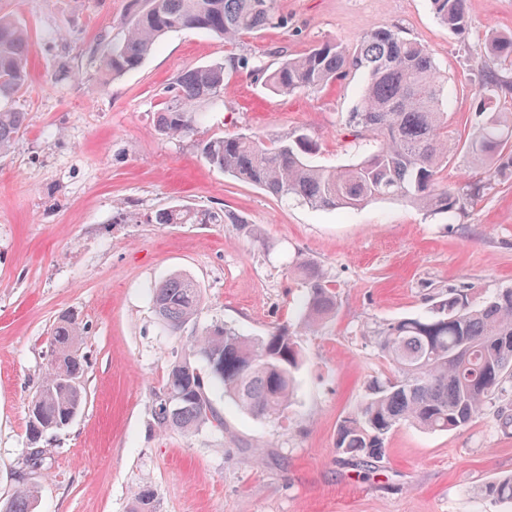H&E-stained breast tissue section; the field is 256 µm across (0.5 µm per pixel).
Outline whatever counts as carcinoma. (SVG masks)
I'll use <instances>...</instances> for the list:
<instances>
[{
    "instance_id": "obj_1",
    "label": "carcinoma",
    "mask_w": 512,
    "mask_h": 512,
    "mask_svg": "<svg viewBox=\"0 0 512 512\" xmlns=\"http://www.w3.org/2000/svg\"><path fill=\"white\" fill-rule=\"evenodd\" d=\"M436 18L448 29L467 26L465 0H430ZM288 25L273 11V0H129L124 37L103 55L101 74L109 81L137 69L166 34L192 28L235 42L270 25ZM28 36L17 23L0 16V153L8 151L26 126V113L7 105L29 78ZM492 61L512 64V36L496 38ZM353 71L365 76L360 102L345 124L372 143L357 162L326 169L310 161L316 142L300 133L266 142L238 135L209 140L201 147L205 161L237 180L278 198L292 197L315 209L358 208L375 200L408 202L428 213L460 208L482 186L440 185L448 163V77L422 43L388 29H371L354 48L323 42L307 52L282 55L272 66L250 65L252 76L268 90L290 95L318 91ZM223 63L188 69L173 82V96L158 114V128L170 137H186L201 101L218 100L224 87ZM503 85L488 75L478 93L477 122L457 137L476 159L512 166V113L502 111ZM153 224H235L226 212L172 206L150 216ZM306 289L304 310L296 325H278L263 336L245 335L213 325L201 329L187 356L174 361L154 398V414L164 427L191 433L211 425L219 415L210 397L218 384L224 395L248 415L273 421L288 409L295 373L302 362L301 338L315 333L336 312V292L309 262L298 265ZM157 317L177 332L192 322L201 307L200 288L176 273L154 290ZM81 336L73 315L58 319L52 331L50 370L32 399L29 436L70 424L83 402L73 387L82 373L74 348ZM378 345L395 374L375 379L363 400L338 428L337 451L371 461L384 452L386 435L411 424L426 432L452 431L479 416L487 403L507 393L512 379V288L475 305L468 289H450L432 299L428 313L389 322L378 332ZM202 357V375L191 358ZM481 492L500 505H512V476L499 477ZM27 489L17 490L6 512H34ZM131 512H156L153 496L139 491Z\"/></svg>"
}]
</instances>
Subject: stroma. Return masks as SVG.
Listing matches in <instances>:
<instances>
[{"label":"stroma","mask_w":512,"mask_h":512,"mask_svg":"<svg viewBox=\"0 0 512 512\" xmlns=\"http://www.w3.org/2000/svg\"><path fill=\"white\" fill-rule=\"evenodd\" d=\"M129 0H0V15L30 36L29 79L11 105L27 116L0 154V505L20 487L36 512H130L140 490L157 512H503L481 492L512 475V395L465 427L429 433L396 427L378 461L338 453L340 420L368 383L392 376L375 336L383 324L424 312L433 296L468 289L480 303L512 288V168H485L453 149L442 185L480 184L449 213L377 200L314 210L274 197L210 166L201 142L246 134H307L317 164L340 168L363 147L345 125L361 75L325 89L277 95L239 60L277 62L314 45H356L391 29L428 45L448 75V128L477 120L492 35H512V0H466L453 32L430 0H274L287 27L235 44L192 29L167 34L141 66L103 81L100 60L123 35ZM70 68L57 76L59 62ZM224 63L217 103L197 107L193 134L169 138L157 116L182 72ZM225 210L233 224H151L168 206ZM316 264L336 291L333 318L301 340L293 401L277 421L211 399L223 427L192 434L158 426L152 400L172 362L201 327L250 336L294 321L305 295L295 266ZM182 273L197 281L195 323L168 331L153 290ZM77 316L86 398L68 427L39 441L29 460L28 404L48 372L59 316Z\"/></svg>","instance_id":"35a3bbf8"}]
</instances>
